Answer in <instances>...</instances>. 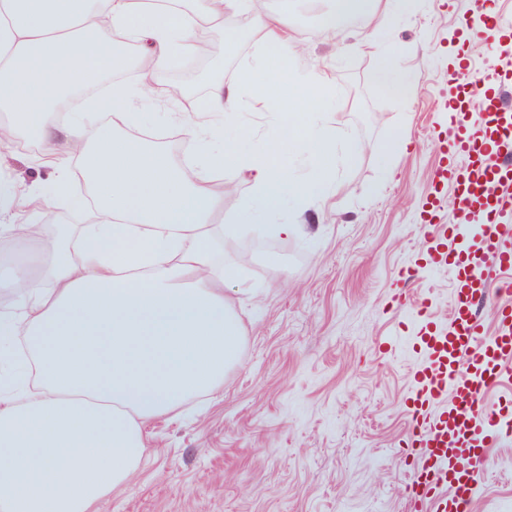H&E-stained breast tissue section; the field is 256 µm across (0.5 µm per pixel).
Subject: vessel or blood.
<instances>
[{
	"mask_svg": "<svg viewBox=\"0 0 512 512\" xmlns=\"http://www.w3.org/2000/svg\"><path fill=\"white\" fill-rule=\"evenodd\" d=\"M510 24L501 14L483 12L472 26L491 52L496 31ZM486 81L483 74L471 81L481 127L472 129L470 113L453 115L449 152L458 163L437 172L439 181L455 184L452 220L433 225L432 234L456 294L447 325L428 322L421 338L424 360L413 375L408 412L417 464L406 484L413 512H472L492 448L512 439V410L483 401L489 390L512 379V228L499 221L512 207V114L486 97ZM471 222L480 234L462 260L460 227ZM486 301L496 310L491 331L474 313Z\"/></svg>",
	"mask_w": 512,
	"mask_h": 512,
	"instance_id": "obj_1",
	"label": "vessel or blood"
}]
</instances>
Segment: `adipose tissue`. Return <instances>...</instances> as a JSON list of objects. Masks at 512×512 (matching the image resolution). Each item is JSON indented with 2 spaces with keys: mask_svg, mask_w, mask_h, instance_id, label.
Masks as SVG:
<instances>
[{
  "mask_svg": "<svg viewBox=\"0 0 512 512\" xmlns=\"http://www.w3.org/2000/svg\"><path fill=\"white\" fill-rule=\"evenodd\" d=\"M243 0H0V153L16 138L64 141L69 157L45 155L56 170L25 206L16 185L0 177V243L16 244L31 227L41 246L27 264H0V512H93L124 485L147 444L146 423L213 394L241 355L244 327L224 298L225 286L248 288L235 266L220 267L216 247L232 248L255 211L244 203L233 223L212 218L224 207L215 177L228 167L251 172L265 212L284 201L306 204L331 185L333 136L320 112L330 98L327 71L297 77L267 57L228 85L207 75L204 122L185 135L200 146L180 166L134 135L133 97H171L155 80V64L195 52L197 31L223 20ZM414 0H335L336 16L373 21L367 48L378 57L373 81L397 88L386 27L409 14ZM154 66L140 85L110 87L87 110H108V132L88 141L82 121L57 112L90 80L121 71L130 49ZM255 100L285 113L266 152L251 150L241 116ZM303 154L311 178L289 177L288 158ZM92 182L98 201L80 238L47 241L38 230L46 208L71 199L73 172Z\"/></svg>",
  "mask_w": 512,
  "mask_h": 512,
  "instance_id": "adipose-tissue-1",
  "label": "adipose tissue"
}]
</instances>
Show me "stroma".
Listing matches in <instances>:
<instances>
[{
  "label": "stroma",
  "mask_w": 512,
  "mask_h": 512,
  "mask_svg": "<svg viewBox=\"0 0 512 512\" xmlns=\"http://www.w3.org/2000/svg\"><path fill=\"white\" fill-rule=\"evenodd\" d=\"M329 6L266 0L264 14L299 39L285 59L258 32L211 33L229 85L260 54L291 72L327 69L334 88L321 118L342 149L327 195L277 216L293 234L264 233L262 215L238 235L236 252L218 256L229 265L251 254L241 275L252 294L224 291L245 328L241 360L218 393L147 424L139 467L98 512H410L406 401L424 358L413 305L425 303L441 323L453 303L447 269L430 260L428 230L447 223L455 191L435 172L448 161V113L468 71L493 76L494 98L512 78V63L487 54L468 27L492 7L512 15V0H421L396 21V63L413 80L400 95L371 81L377 59L361 47L365 18L338 20L336 38L322 31ZM206 95L199 84L171 105L138 104L144 131L174 160L195 154L183 125L197 120ZM66 151L17 146L7 171L29 191L46 176L39 157ZM224 188L213 221L225 225L253 196L249 172L225 170ZM473 512H512V442L492 449Z\"/></svg>",
  "instance_id": "obj_1"
}]
</instances>
